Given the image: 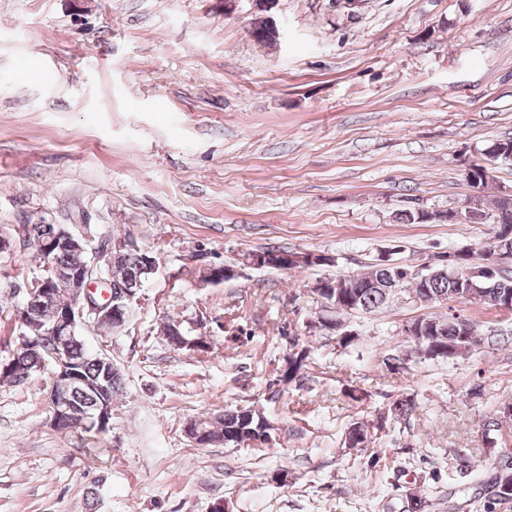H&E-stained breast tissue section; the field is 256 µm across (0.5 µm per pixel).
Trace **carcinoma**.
Segmentation results:
<instances>
[{
  "label": "carcinoma",
  "mask_w": 512,
  "mask_h": 512,
  "mask_svg": "<svg viewBox=\"0 0 512 512\" xmlns=\"http://www.w3.org/2000/svg\"><path fill=\"white\" fill-rule=\"evenodd\" d=\"M509 152H512V137L497 140L486 149L484 157L478 162L470 163L469 168L476 170L484 165L488 166L494 162V156L502 157ZM487 221L494 225H512V199L498 197L493 209L487 212L482 208L480 197H474L469 222L483 224ZM51 228H53L51 224H25L23 225V242L33 246L35 240L45 236ZM491 253L492 249L483 247L474 252L470 251L466 254V258L461 260L462 267L470 270H487L495 275V280L505 283L512 289V271L505 268L491 267L489 258ZM144 256L145 252L143 251L130 250L125 252L122 259L115 262L112 268V294H119L124 288L135 290L137 286L144 285L150 277V274L144 272ZM34 261L38 263L39 272L31 281L33 285L49 276L46 265H55L65 270L73 269L82 264L83 255L68 250H55L49 257V261L42 260L39 255L34 256ZM407 269H409V266L390 260L386 263H376L371 271L354 278H323L321 282L325 284V289L333 292L338 290L346 297V302L340 312L349 315L352 313L374 312L388 303L389 298L396 294V291L407 288L411 289L413 295L418 298L433 296L436 305L442 299L461 304L478 301L491 309H495L501 304L500 293L497 290L491 293L470 294L467 289L458 287V281L440 276H435L422 283L414 277L406 276L405 270ZM427 319L433 321L436 332L434 339L437 340V345L443 347V351L437 353L431 348L421 355L423 359L436 360L452 357L468 351L476 342L475 331L471 330L466 335L462 334V325L466 322V319L457 314L448 317L429 315ZM55 346V338L46 336L37 344L18 348L13 352L11 358L0 361V378L16 386L24 384L31 376L42 369L43 360L47 358L48 353ZM69 360L83 379V382L74 385L70 389L69 399L75 405L88 407L94 404V395L88 391L86 384L94 382L98 378L101 369L81 339L71 346ZM307 360L308 349L295 342L292 343L285 358V366L281 375L282 381L290 383L300 380L307 366ZM511 418L512 402L503 403L493 413L485 417L483 430L486 432L495 431L502 421ZM206 427L209 429V444L211 445L244 447L254 444L259 436L256 422L247 421L238 408L224 410L223 414L216 417L214 422L206 424ZM344 443L349 448L368 447L371 443L368 426L353 424L348 429ZM491 489L494 490V494L488 495V500L484 502V512H495L499 503L512 501L511 454L506 452L499 457L498 473L492 479Z\"/></svg>",
  "instance_id": "1"
}]
</instances>
